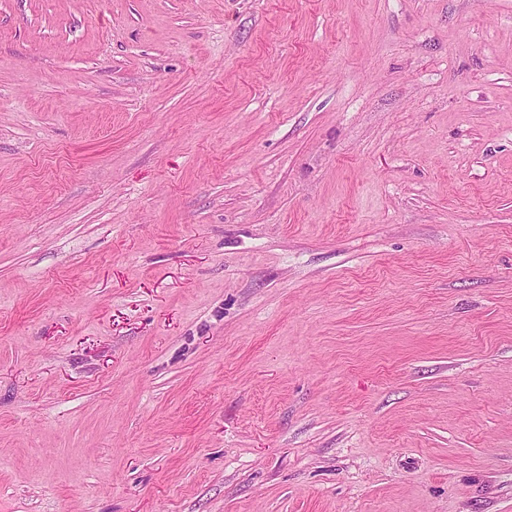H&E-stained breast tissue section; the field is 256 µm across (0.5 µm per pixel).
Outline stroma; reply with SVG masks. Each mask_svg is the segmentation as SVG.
Returning <instances> with one entry per match:
<instances>
[{
    "label": "stroma",
    "mask_w": 512,
    "mask_h": 512,
    "mask_svg": "<svg viewBox=\"0 0 512 512\" xmlns=\"http://www.w3.org/2000/svg\"><path fill=\"white\" fill-rule=\"evenodd\" d=\"M0 512H512V0H0Z\"/></svg>",
    "instance_id": "35a3bbf8"
}]
</instances>
